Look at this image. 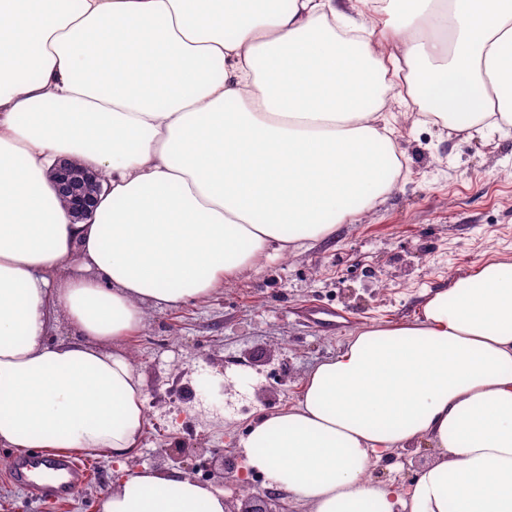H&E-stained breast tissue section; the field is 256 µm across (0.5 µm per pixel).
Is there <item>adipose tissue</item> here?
I'll return each mask as SVG.
<instances>
[{
  "instance_id": "obj_1",
  "label": "adipose tissue",
  "mask_w": 512,
  "mask_h": 512,
  "mask_svg": "<svg viewBox=\"0 0 512 512\" xmlns=\"http://www.w3.org/2000/svg\"><path fill=\"white\" fill-rule=\"evenodd\" d=\"M396 101L512 134V0H0V447L118 462L98 512H225L135 466L121 341L371 209L404 167ZM62 158L101 178L86 220ZM423 442L410 484L371 479ZM238 451L308 512H512V259L362 326Z\"/></svg>"
}]
</instances>
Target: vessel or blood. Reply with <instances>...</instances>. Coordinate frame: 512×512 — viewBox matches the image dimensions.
Masks as SVG:
<instances>
[{
	"instance_id": "b4317fda",
	"label": "vessel or blood",
	"mask_w": 512,
	"mask_h": 512,
	"mask_svg": "<svg viewBox=\"0 0 512 512\" xmlns=\"http://www.w3.org/2000/svg\"><path fill=\"white\" fill-rule=\"evenodd\" d=\"M12 469L17 481L43 501L67 498L86 478L83 464L65 453L46 456L35 452L16 460Z\"/></svg>"
}]
</instances>
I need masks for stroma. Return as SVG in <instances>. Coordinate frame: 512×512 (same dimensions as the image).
Instances as JSON below:
<instances>
[{
  "mask_svg": "<svg viewBox=\"0 0 512 512\" xmlns=\"http://www.w3.org/2000/svg\"><path fill=\"white\" fill-rule=\"evenodd\" d=\"M394 127L406 171L370 210L206 301L145 308L143 327L123 342L150 406L136 465L175 468L236 498L241 483L222 475V455L259 417L295 405L307 373L362 326L414 317L426 293L512 259V136L441 137L405 113ZM313 304L338 311L334 327L308 321ZM16 458L0 447V512H96L115 477L114 463L86 459L89 478L73 498L45 506L13 479ZM430 459L426 444L394 451L373 477L407 484Z\"/></svg>",
  "mask_w": 512,
  "mask_h": 512,
  "instance_id": "obj_1",
  "label": "stroma"
}]
</instances>
